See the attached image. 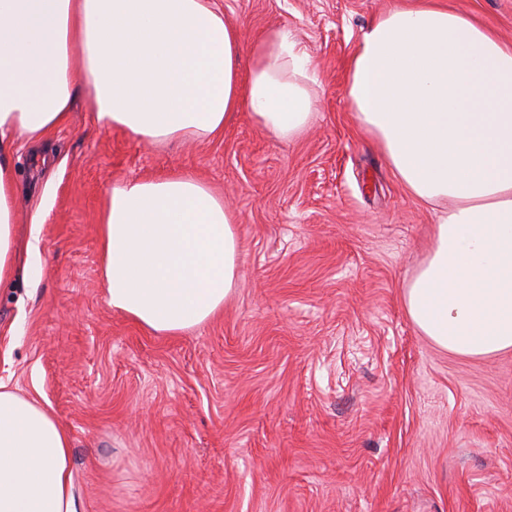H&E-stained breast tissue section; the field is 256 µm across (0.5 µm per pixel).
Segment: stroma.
Listing matches in <instances>:
<instances>
[{
  "label": "stroma",
  "mask_w": 512,
  "mask_h": 512,
  "mask_svg": "<svg viewBox=\"0 0 512 512\" xmlns=\"http://www.w3.org/2000/svg\"><path fill=\"white\" fill-rule=\"evenodd\" d=\"M408 0H217L244 45L288 28L319 84L311 126L248 113L168 146L99 129L83 98L14 162L42 273L0 288V380L72 438L85 512H512V349L467 357L410 322L437 216L346 95L362 31ZM512 42V0H446ZM189 172L233 209L238 281L214 318L152 333L104 299L113 185ZM46 219V214L42 210L38 209L31 217L32 231L31 238L28 242L27 252L29 255V259L31 264L35 268H40L41 266V254H40V239L38 235V227L40 224H43Z\"/></svg>",
  "instance_id": "stroma-1"
}]
</instances>
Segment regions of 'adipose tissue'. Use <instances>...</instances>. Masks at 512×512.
Returning a JSON list of instances; mask_svg holds the SVG:
<instances>
[{"label": "adipose tissue", "instance_id": "1", "mask_svg": "<svg viewBox=\"0 0 512 512\" xmlns=\"http://www.w3.org/2000/svg\"><path fill=\"white\" fill-rule=\"evenodd\" d=\"M213 0H0V283L15 272L18 142L38 144L84 95L99 129L168 144L248 112L274 137L309 125L310 56L288 28L251 45ZM346 95L416 200L440 208L406 313L442 349L512 348V44L443 0L375 20ZM106 301L157 334L222 310L238 278L236 217L195 175L114 185L101 215ZM72 440L43 403L0 382V512H84Z\"/></svg>", "mask_w": 512, "mask_h": 512}]
</instances>
